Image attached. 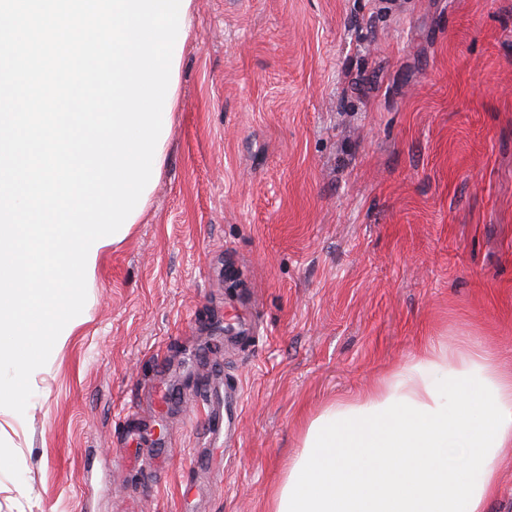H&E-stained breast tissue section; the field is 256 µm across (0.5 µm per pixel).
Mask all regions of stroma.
<instances>
[{
    "instance_id": "obj_1",
    "label": "stroma",
    "mask_w": 512,
    "mask_h": 512,
    "mask_svg": "<svg viewBox=\"0 0 512 512\" xmlns=\"http://www.w3.org/2000/svg\"><path fill=\"white\" fill-rule=\"evenodd\" d=\"M94 284L0 408V512H269L327 402L458 331L512 360V0H193L152 206ZM218 381L229 451L167 402Z\"/></svg>"
}]
</instances>
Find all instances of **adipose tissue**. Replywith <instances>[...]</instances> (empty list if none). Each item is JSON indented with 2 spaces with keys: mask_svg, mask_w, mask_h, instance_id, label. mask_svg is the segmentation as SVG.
I'll use <instances>...</instances> for the list:
<instances>
[{
  "mask_svg": "<svg viewBox=\"0 0 512 512\" xmlns=\"http://www.w3.org/2000/svg\"><path fill=\"white\" fill-rule=\"evenodd\" d=\"M512 449V363L430 341L305 427L271 512H486Z\"/></svg>",
  "mask_w": 512,
  "mask_h": 512,
  "instance_id": "1",
  "label": "adipose tissue"
}]
</instances>
